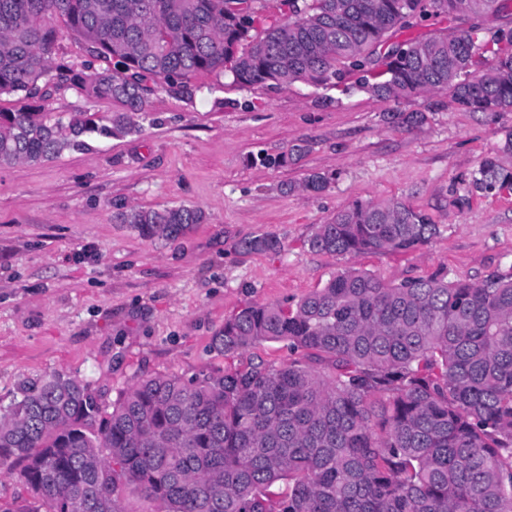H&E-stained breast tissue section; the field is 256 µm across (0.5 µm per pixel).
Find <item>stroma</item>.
<instances>
[{
  "instance_id": "1",
  "label": "stroma",
  "mask_w": 512,
  "mask_h": 512,
  "mask_svg": "<svg viewBox=\"0 0 512 512\" xmlns=\"http://www.w3.org/2000/svg\"><path fill=\"white\" fill-rule=\"evenodd\" d=\"M507 24L512 7L432 12L389 42ZM195 84L191 97L150 95L138 132L0 169V408L20 382L53 372L111 402L144 375L223 369L211 341L225 318L248 303L298 302L345 268L398 284L512 267V191L484 196L470 185L512 130V112L468 111L447 91L383 101L340 81L242 89L202 74ZM411 112L424 122L402 125ZM302 142L307 152L287 166L265 164ZM313 172L334 177L318 195L300 188ZM393 198L438 234L400 254L308 250L314 226L337 210ZM182 204L208 221L170 243L115 220L121 207ZM265 235L279 239V256L244 250Z\"/></svg>"
}]
</instances>
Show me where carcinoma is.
<instances>
[{
  "label": "carcinoma",
  "instance_id": "1",
  "mask_svg": "<svg viewBox=\"0 0 512 512\" xmlns=\"http://www.w3.org/2000/svg\"><path fill=\"white\" fill-rule=\"evenodd\" d=\"M500 0H281V18L224 0H0V167L42 164L90 138L136 130L164 86L192 94L200 74L241 88L326 85L362 73L377 99L449 90L462 107L512 112V30L412 38L365 68L406 12L481 14ZM80 61L58 57L63 35ZM117 110L57 115L53 92ZM311 174L301 189L323 192ZM483 195L512 190V131L471 175ZM120 224L152 241L205 222L195 206L121 207ZM437 225L403 201H356L315 226L308 248L393 254L428 243ZM277 255L275 236L244 242ZM263 342L300 356L185 378L149 375L107 406L74 377L23 381L0 412V473L21 489L0 512H63L72 490L88 512H126L134 487L150 512H512V269L476 282L444 275L389 284L354 268L294 305H248L224 320L213 349L235 358Z\"/></svg>",
  "mask_w": 512,
  "mask_h": 512
}]
</instances>
